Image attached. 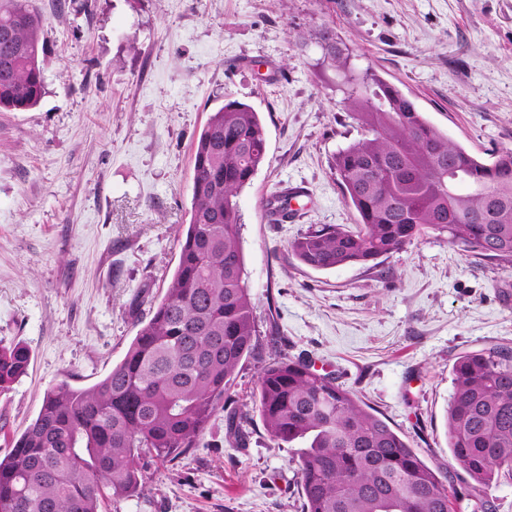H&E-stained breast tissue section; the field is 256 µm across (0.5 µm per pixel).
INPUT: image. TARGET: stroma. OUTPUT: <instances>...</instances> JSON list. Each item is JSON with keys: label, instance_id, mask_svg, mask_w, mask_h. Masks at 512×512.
Instances as JSON below:
<instances>
[{"label": "stroma", "instance_id": "35a3bbf8", "mask_svg": "<svg viewBox=\"0 0 512 512\" xmlns=\"http://www.w3.org/2000/svg\"><path fill=\"white\" fill-rule=\"evenodd\" d=\"M45 20V93L0 112V347L26 374L0 396V457L45 392L88 387L120 362L162 298L188 223L192 149L238 100L268 159L239 194L257 348L231 396L247 404L276 354L309 355L454 485L445 411L454 358L512 348V266L435 236L377 264L316 270L288 250L310 227L356 228L330 168L360 138L320 43L397 86L479 157L512 152V0H31ZM303 189L300 217L266 202ZM217 410L190 453L147 461L146 487L102 512H302L294 449L258 415L239 437Z\"/></svg>", "mask_w": 512, "mask_h": 512}]
</instances>
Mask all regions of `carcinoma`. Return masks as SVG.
<instances>
[{
    "label": "carcinoma",
    "mask_w": 512,
    "mask_h": 512,
    "mask_svg": "<svg viewBox=\"0 0 512 512\" xmlns=\"http://www.w3.org/2000/svg\"><path fill=\"white\" fill-rule=\"evenodd\" d=\"M44 20L29 0H0V112H24L45 93ZM336 69L346 59L322 34ZM345 106L363 136L331 160L358 227L313 226L289 245L327 270L404 251L426 234L479 258L512 265V182L488 181V162L430 123L374 73L348 78ZM267 160L264 126L232 100L211 113L194 149L192 203L179 259L161 301L123 359L87 388L66 381L44 395L37 417L0 459V512H100L104 500L144 488L148 456L170 462L195 447L228 402L254 349L236 198ZM499 210L497 224H457ZM31 353L0 347V395L25 375ZM445 427L470 483L432 469L353 392L305 356L277 355L252 395L269 439L301 442L295 463L304 512H496L492 489L512 483V349L456 357Z\"/></svg>",
    "instance_id": "1"
}]
</instances>
